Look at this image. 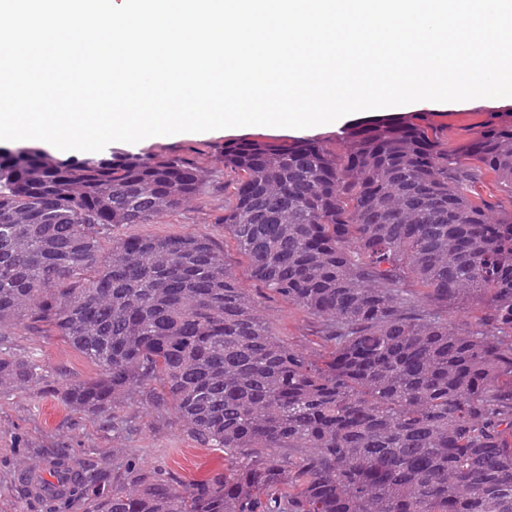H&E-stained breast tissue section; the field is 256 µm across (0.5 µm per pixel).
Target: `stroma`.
Wrapping results in <instances>:
<instances>
[{"mask_svg": "<svg viewBox=\"0 0 512 512\" xmlns=\"http://www.w3.org/2000/svg\"><path fill=\"white\" fill-rule=\"evenodd\" d=\"M512 111V97L476 98L451 103H411L389 108L398 116L409 112L445 115L453 135L486 119L489 113ZM343 125H321L295 132L293 129L242 127L202 133L157 136L135 144L111 143L112 152L174 153L191 158L205 180L202 199L188 203L153 224H122L113 237L172 236L204 233L224 247V262L242 288L254 292L246 258L224 239L221 218L227 198L224 168L219 153L230 138L265 137L335 139ZM262 314L273 334L290 347L309 353L323 352L325 341L321 322L304 310L277 298L260 299ZM6 347L20 356L36 358L44 369V381L0 390V512H47L45 502L23 497L17 479L20 474L47 465L53 451L66 449L72 457L93 463L108 477L122 476L128 466L181 483H204L224 470L220 448H203L189 439L175 424L170 409L147 406L141 393L122 397L112 422L88 418L68 411L59 394L67 383L93 377L94 366L60 338L28 327L13 331Z\"/></svg>", "mask_w": 512, "mask_h": 512, "instance_id": "obj_1", "label": "stroma"}]
</instances>
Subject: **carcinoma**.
Instances as JSON below:
<instances>
[{"label": "carcinoma", "mask_w": 512, "mask_h": 512, "mask_svg": "<svg viewBox=\"0 0 512 512\" xmlns=\"http://www.w3.org/2000/svg\"><path fill=\"white\" fill-rule=\"evenodd\" d=\"M448 130L411 112L351 125L341 149L224 141V238L258 289L320 319L318 358L269 330L209 235L110 238L198 199L190 158L0 147V343L62 338L98 368L60 392L70 411L147 387L229 461L201 484L130 467L100 490L59 450L73 482L53 512L91 487V512H512V211L476 190L512 193V111L454 146ZM454 306L480 316L455 326ZM41 379L0 348L1 386Z\"/></svg>", "instance_id": "1"}]
</instances>
